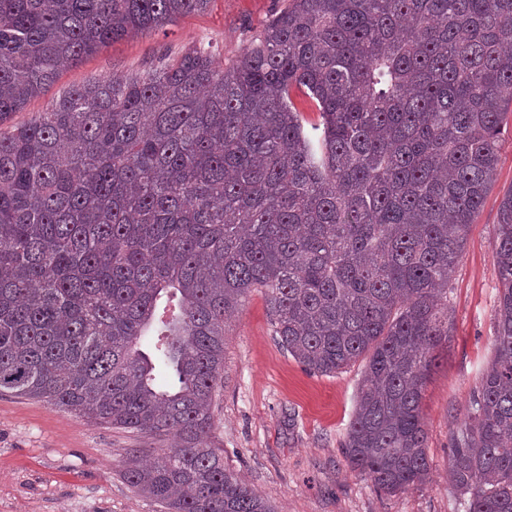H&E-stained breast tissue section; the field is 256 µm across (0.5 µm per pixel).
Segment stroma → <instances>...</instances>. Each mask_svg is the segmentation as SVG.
Segmentation results:
<instances>
[{
  "mask_svg": "<svg viewBox=\"0 0 512 512\" xmlns=\"http://www.w3.org/2000/svg\"><path fill=\"white\" fill-rule=\"evenodd\" d=\"M288 0H210L205 11L116 41L61 69L56 82L0 131L47 111L69 88L131 77L189 47L240 57ZM512 189V115L503 128L495 183L470 227L448 293L451 338L424 389L430 480L387 495L348 464L342 444L356 408L363 362L333 374L307 370L275 340L263 293L253 291L226 326L224 373L213 403L211 442L224 465L276 512H464L448 475L457 422L493 355L498 273L492 249L503 194ZM168 441L78 419L33 398L0 396V512H165L122 476L133 448Z\"/></svg>",
  "mask_w": 512,
  "mask_h": 512,
  "instance_id": "35a3bbf8",
  "label": "stroma"
}]
</instances>
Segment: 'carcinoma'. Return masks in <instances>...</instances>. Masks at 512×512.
Listing matches in <instances>:
<instances>
[{
	"label": "carcinoma",
	"instance_id": "carcinoma-1",
	"mask_svg": "<svg viewBox=\"0 0 512 512\" xmlns=\"http://www.w3.org/2000/svg\"><path fill=\"white\" fill-rule=\"evenodd\" d=\"M208 2L0 0V121ZM509 102L512 0H288L225 65L192 47L64 92L0 136V394L177 434L122 461L170 512H273L210 442L224 323L259 289L306 369L366 360L350 465L387 494L424 484L423 388ZM492 248L494 357L448 454L466 512H512V189Z\"/></svg>",
	"mask_w": 512,
	"mask_h": 512
}]
</instances>
